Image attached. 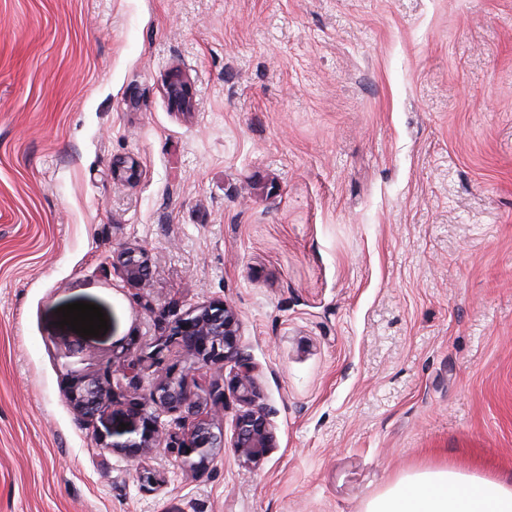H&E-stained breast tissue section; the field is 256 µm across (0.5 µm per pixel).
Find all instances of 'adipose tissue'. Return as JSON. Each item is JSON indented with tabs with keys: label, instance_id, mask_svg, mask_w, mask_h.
Listing matches in <instances>:
<instances>
[{
	"label": "adipose tissue",
	"instance_id": "ef3b65f1",
	"mask_svg": "<svg viewBox=\"0 0 512 512\" xmlns=\"http://www.w3.org/2000/svg\"><path fill=\"white\" fill-rule=\"evenodd\" d=\"M363 512H512V486L453 469L427 470L372 498Z\"/></svg>",
	"mask_w": 512,
	"mask_h": 512
}]
</instances>
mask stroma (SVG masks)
Returning a JSON list of instances; mask_svg holds the SVG:
<instances>
[{"instance_id":"1","label":"stroma","mask_w":512,"mask_h":512,"mask_svg":"<svg viewBox=\"0 0 512 512\" xmlns=\"http://www.w3.org/2000/svg\"><path fill=\"white\" fill-rule=\"evenodd\" d=\"M212 301L276 448L103 454L69 373L149 387L186 356L121 352ZM448 466L512 484V0H0V512H363ZM119 258L126 280L136 285L145 284L151 270V261L146 250L129 247L121 253Z\"/></svg>"}]
</instances>
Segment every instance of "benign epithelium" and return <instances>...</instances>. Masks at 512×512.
I'll return each instance as SVG.
<instances>
[{
  "label": "benign epithelium",
  "instance_id": "7a95c632",
  "mask_svg": "<svg viewBox=\"0 0 512 512\" xmlns=\"http://www.w3.org/2000/svg\"><path fill=\"white\" fill-rule=\"evenodd\" d=\"M174 104L190 109L185 85L169 86ZM120 267L126 280L145 284L151 270L146 250L127 248L120 255ZM239 318L224 302H211L187 311L177 318L167 334L152 343L158 356L177 346L195 359V365L160 378L147 390L117 392L109 375L74 372L68 399L76 414L85 420H99L104 429L97 433L99 446L108 451L146 455L166 441L165 447L177 463L203 472L224 448H232L243 467L259 468L270 451L277 447L272 411L258 404L256 365L239 343ZM146 361L142 347H132L122 356L126 374L137 379ZM233 367L229 384L221 379L209 382L201 393L192 390L195 373L204 368ZM230 387L241 409L235 416L230 442L224 437L225 387ZM177 414L184 421L181 429L164 432L160 413ZM127 424L121 429L120 423Z\"/></svg>",
  "mask_w": 512,
  "mask_h": 512
}]
</instances>
